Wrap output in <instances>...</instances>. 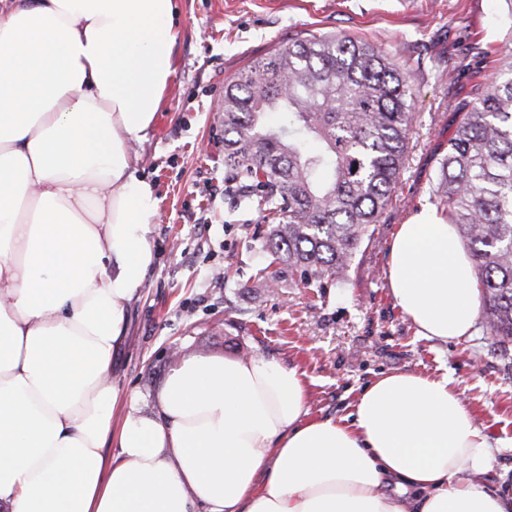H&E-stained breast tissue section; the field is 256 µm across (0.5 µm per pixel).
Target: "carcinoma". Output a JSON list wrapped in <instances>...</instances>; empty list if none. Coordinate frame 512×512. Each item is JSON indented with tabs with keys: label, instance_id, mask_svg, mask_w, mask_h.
Listing matches in <instances>:
<instances>
[{
	"label": "carcinoma",
	"instance_id": "carcinoma-1",
	"mask_svg": "<svg viewBox=\"0 0 512 512\" xmlns=\"http://www.w3.org/2000/svg\"><path fill=\"white\" fill-rule=\"evenodd\" d=\"M440 163L435 196L474 260L487 327L512 344V38ZM409 76L387 52L294 38L224 87V168L240 206L269 221L263 251L303 287L345 277L406 164ZM322 150L313 153L311 141Z\"/></svg>",
	"mask_w": 512,
	"mask_h": 512
}]
</instances>
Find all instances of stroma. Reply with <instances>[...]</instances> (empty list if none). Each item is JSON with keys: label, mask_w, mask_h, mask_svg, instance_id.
I'll return each mask as SVG.
<instances>
[{"label": "stroma", "mask_w": 512, "mask_h": 512, "mask_svg": "<svg viewBox=\"0 0 512 512\" xmlns=\"http://www.w3.org/2000/svg\"><path fill=\"white\" fill-rule=\"evenodd\" d=\"M183 34L168 103L148 139L133 144L153 184L158 217L148 235L154 259L113 357L120 397L145 410L183 356H261L303 372L311 416L350 412L375 374L448 376L498 447L481 479L512 492V351L485 320L453 343L418 336L387 285L399 224L437 207L436 176L471 99L469 76L491 71L511 24L499 0H178ZM370 42L408 73L417 120L401 182L359 244L343 280L305 288L279 266L275 286L256 270L269 225L235 208L224 191V84L297 35Z\"/></svg>", "instance_id": "1"}]
</instances>
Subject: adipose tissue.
<instances>
[{
    "label": "adipose tissue",
    "instance_id": "1",
    "mask_svg": "<svg viewBox=\"0 0 512 512\" xmlns=\"http://www.w3.org/2000/svg\"><path fill=\"white\" fill-rule=\"evenodd\" d=\"M181 37L175 0H0V512H512L472 479L492 443L445 376L382 373L316 418L296 369L189 356L113 424L156 216L129 145ZM387 280L418 335L474 332L473 258L437 210L399 225Z\"/></svg>",
    "mask_w": 512,
    "mask_h": 512
}]
</instances>
